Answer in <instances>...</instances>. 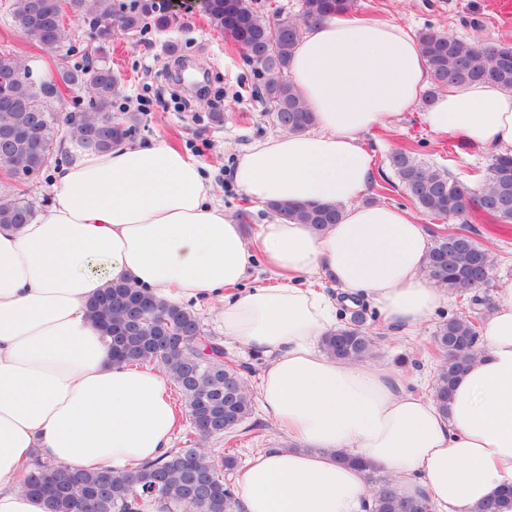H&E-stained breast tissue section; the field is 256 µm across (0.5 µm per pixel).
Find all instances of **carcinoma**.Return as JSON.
I'll return each instance as SVG.
<instances>
[{
  "instance_id": "carcinoma-1",
  "label": "carcinoma",
  "mask_w": 512,
  "mask_h": 512,
  "mask_svg": "<svg viewBox=\"0 0 512 512\" xmlns=\"http://www.w3.org/2000/svg\"><path fill=\"white\" fill-rule=\"evenodd\" d=\"M352 5L353 0H303L300 17H284L276 9L269 18L252 6V0H210L209 18L242 49L252 70V95L266 107L275 125L300 133L312 125L314 115L288 79L296 45L306 28ZM9 13L13 25L50 54L70 39L66 15L81 17L97 30L101 44L94 54L100 58L116 31L137 36L176 24L162 0H11ZM417 39L432 77L433 89L425 103H431L440 89L455 85L493 82L512 89V46H483L432 28L421 31ZM55 78L68 88L87 86V106L60 114L51 109L41 81L23 77L6 87L0 85V127L16 132L9 169L15 177L36 175L56 160L55 140L63 124L72 129L80 146L96 151H105L130 134L131 127L112 119L120 85L106 63L63 66ZM389 162L415 207L427 216H451L464 224H512L511 155L494 158L484 189L474 199L466 183L419 161L411 144L394 151ZM267 208L317 228L337 223L341 212L337 204L309 202L279 201ZM32 216L33 207L24 198L0 197V224H24ZM459 237V232L437 235L426 269L439 286L463 295L487 280L490 254L476 241L467 245L457 241ZM89 316L111 337L116 359L162 371L181 399L191 433L185 447L124 471H71L53 460H38L23 477L25 488L40 490L50 512H237L238 497L230 476L240 466L235 453L239 432L253 430L246 425L254 407L244 378L250 367L225 355L222 338L205 333L192 308L130 284L107 289L90 304ZM362 323L363 315L357 313L325 336L324 352L358 362L371 356L377 336L362 328ZM168 335L184 337L180 352L172 354L160 346ZM480 352L473 320L456 316L437 326L431 355L438 361L434 393L442 406L448 405L455 378ZM213 437L224 439L222 451L205 446ZM338 458L365 473L369 512H433L426 494L409 499L394 479L373 464L343 452Z\"/></svg>"
}]
</instances>
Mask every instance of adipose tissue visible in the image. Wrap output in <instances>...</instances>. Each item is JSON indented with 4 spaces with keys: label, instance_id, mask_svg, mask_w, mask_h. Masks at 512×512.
<instances>
[{
    "label": "adipose tissue",
    "instance_id": "1",
    "mask_svg": "<svg viewBox=\"0 0 512 512\" xmlns=\"http://www.w3.org/2000/svg\"><path fill=\"white\" fill-rule=\"evenodd\" d=\"M289 78L315 114L311 130L255 142L234 182L259 203L340 204L324 230L275 217L246 234L215 184L165 140L91 152L68 145L49 203L0 225V512H48L18 483L35 459L69 470H124L171 449L177 415L167 380L112 359L88 303L130 283L173 303L220 308L225 338L263 351L265 413L295 445L255 455L240 472L241 512H367L369 461L435 512H512V282L483 320V348L447 410L382 364L318 349L336 301L320 279L371 302L412 336L448 302L422 275L430 237L405 208L360 203L374 178L363 133L413 109L429 84L415 37L394 22L331 15L304 31ZM422 121L491 154H512V91L489 83L439 92ZM276 275L244 287L256 256Z\"/></svg>",
    "mask_w": 512,
    "mask_h": 512
}]
</instances>
